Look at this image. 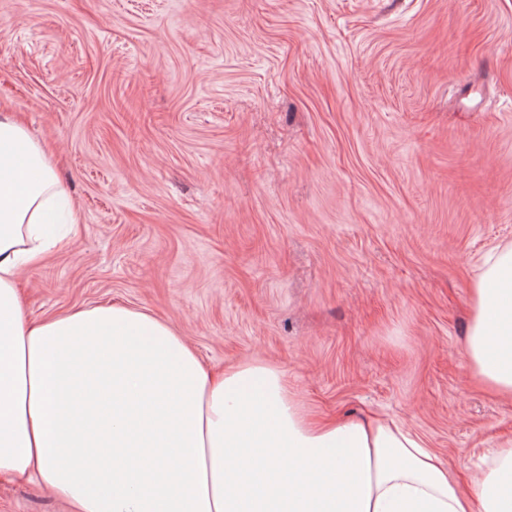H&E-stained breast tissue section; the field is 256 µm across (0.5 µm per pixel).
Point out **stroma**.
Here are the masks:
<instances>
[{
	"mask_svg": "<svg viewBox=\"0 0 512 512\" xmlns=\"http://www.w3.org/2000/svg\"><path fill=\"white\" fill-rule=\"evenodd\" d=\"M1 112L84 215L23 271L27 319L148 310L464 483L512 438L465 351L470 279L512 244V0H0ZM0 512L62 506L0 478Z\"/></svg>",
	"mask_w": 512,
	"mask_h": 512,
	"instance_id": "1",
	"label": "stroma"
}]
</instances>
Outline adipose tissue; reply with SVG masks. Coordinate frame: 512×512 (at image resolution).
Instances as JSON below:
<instances>
[{"instance_id": "adipose-tissue-1", "label": "adipose tissue", "mask_w": 512, "mask_h": 512, "mask_svg": "<svg viewBox=\"0 0 512 512\" xmlns=\"http://www.w3.org/2000/svg\"><path fill=\"white\" fill-rule=\"evenodd\" d=\"M83 222L52 154L0 113V477L37 478L70 512H512V440L465 489L418 433L316 421L280 366L213 373L150 313L24 323L22 271ZM470 307V377L512 397V247L483 259Z\"/></svg>"}]
</instances>
